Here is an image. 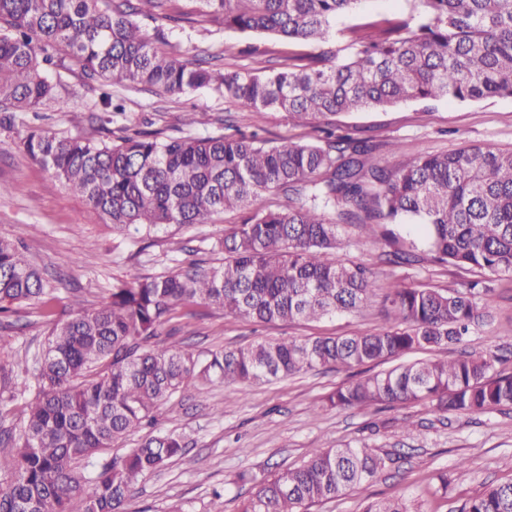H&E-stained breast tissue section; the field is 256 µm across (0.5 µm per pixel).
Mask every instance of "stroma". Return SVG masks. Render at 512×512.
<instances>
[{"instance_id":"obj_1","label":"stroma","mask_w":512,"mask_h":512,"mask_svg":"<svg viewBox=\"0 0 512 512\" xmlns=\"http://www.w3.org/2000/svg\"><path fill=\"white\" fill-rule=\"evenodd\" d=\"M410 0H359L356 9L339 18L337 34L325 48L346 59L352 49L345 37L349 27L409 19ZM140 23L153 44L166 51L194 55L201 50L223 51L229 71H261L268 58L316 53L314 45L224 29L210 17L195 22H168L156 27L147 17ZM52 78L72 90L64 103L51 104L40 114L23 112L0 124V183L11 185L0 196V237L23 240L28 259L49 275L60 278L56 313L66 318L73 299L91 310L112 292L116 282L132 281L145 273L172 272L179 262H221L215 250L225 230L239 223L236 212L224 213L213 224L171 227L143 238L118 235L101 221L85 201L64 188L49 171L16 150L14 143L28 127L44 126L66 136L89 133L88 117L101 92L99 82L87 79L74 62H66ZM125 112L109 126L107 140L117 141L141 131H160L165 137L208 136L228 133L230 125L241 132L258 133L268 145L286 141L318 142L319 129L296 126L285 113L269 110L237 111L235 104L210 90L181 96H158L116 88ZM205 112L214 124H192L193 113ZM338 133L372 137L377 159L397 167L417 154L450 153L470 145L512 150V98L476 102L411 101L385 109L354 112L341 117ZM347 258L371 265L377 272L376 296L355 313H336L317 321L255 323L205 306H187L160 329L193 351L222 350L264 340L346 336L374 331L383 323L382 293L400 279L413 285L464 289L481 282L491 290L488 324L474 329L464 343L449 347L448 357L461 352L490 353L503 358L502 369L512 372V275L453 264L422 260L412 266L384 262L390 246L369 239L354 226H344ZM15 319L16 352L40 350L48 326L32 304L18 306ZM347 371H318L272 379L252 386L240 396L223 384L188 385L154 412L157 432L183 434L188 445L160 473L141 478L128 499L126 512H238L250 486L237 480L249 471L270 477L300 464L312 448L345 444L368 447L377 454L396 453L373 481L322 501L309 512H362L371 501L398 499L411 512H459L472 497L490 484L512 481V407L472 414H434L428 403L381 405L360 411L322 409L324 398L352 380ZM448 474L446 493H438L437 476ZM222 491L214 500V491Z\"/></svg>"}]
</instances>
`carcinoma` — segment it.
Returning a JSON list of instances; mask_svg holds the SVG:
<instances>
[{
    "mask_svg": "<svg viewBox=\"0 0 512 512\" xmlns=\"http://www.w3.org/2000/svg\"><path fill=\"white\" fill-rule=\"evenodd\" d=\"M171 0H0V112H35L60 99L49 74L62 51L91 80H103L96 131L125 112L112 87L156 95L210 89L239 111L283 112L296 125H326L323 143L267 146L252 134L161 139L154 132L119 144L33 128L17 148L81 196L113 232L151 233L213 224L227 211L241 221L224 235L217 266L189 264L112 288L93 310L55 318L56 289L12 240L0 238V400L30 390L19 430L0 428V512H125L137 482L187 447L177 432L154 433L120 458L94 461L191 382L254 384L324 367L393 366L340 385L323 403L339 410L426 401L434 411L479 412L512 405V374L495 359L463 354L412 363L407 353L446 348L484 322L489 298L476 285L444 291L392 281L378 331L313 340H276L195 353L155 342L177 307L200 302L256 322L320 320L355 312L373 291V272L343 262L339 228L372 236L382 224H422V243L386 253L391 265L420 260L512 275V151L468 146L418 155L392 171L366 139L336 135V116L410 101L512 98V0H411L418 21L350 30L354 53L284 56L261 73L224 69V54L191 61L155 47L137 17L167 18ZM224 28L323 43L336 17L357 0H187ZM288 205L270 209L266 194ZM35 301L49 324L41 352L12 354L13 307ZM92 465L84 474L74 468ZM394 461L365 447L313 448L307 460L253 484L241 512H300L375 478ZM363 512H409L399 502ZM460 512H512V481L487 488Z\"/></svg>",
    "mask_w": 512,
    "mask_h": 512,
    "instance_id": "1",
    "label": "carcinoma"
}]
</instances>
